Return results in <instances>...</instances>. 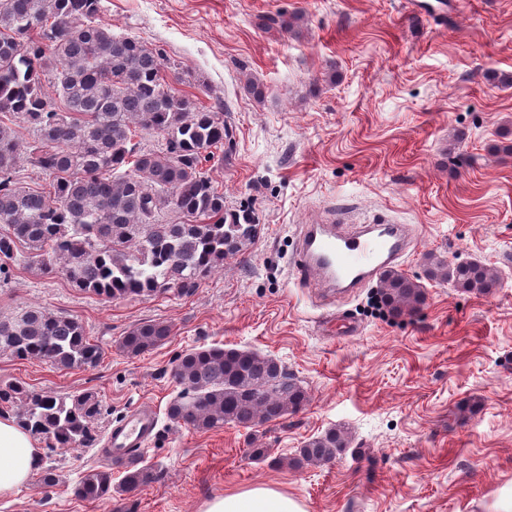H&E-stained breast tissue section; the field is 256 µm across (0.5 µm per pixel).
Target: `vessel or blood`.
<instances>
[{"instance_id":"b4317fda","label":"vessel or blood","mask_w":512,"mask_h":512,"mask_svg":"<svg viewBox=\"0 0 512 512\" xmlns=\"http://www.w3.org/2000/svg\"><path fill=\"white\" fill-rule=\"evenodd\" d=\"M412 232L408 225L361 220L349 233L341 224L305 225L298 269L314 286L329 291L351 288L393 268L407 252ZM158 424L156 408L141 403L116 420L107 445L114 456L131 459L145 447Z\"/></svg>"}]
</instances>
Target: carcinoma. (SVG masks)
I'll use <instances>...</instances> for the list:
<instances>
[{
	"label": "carcinoma",
	"mask_w": 512,
	"mask_h": 512,
	"mask_svg": "<svg viewBox=\"0 0 512 512\" xmlns=\"http://www.w3.org/2000/svg\"><path fill=\"white\" fill-rule=\"evenodd\" d=\"M101 10V0H0V274L24 257L99 297L192 288L254 235L255 225L226 211L224 193L203 169L230 140L229 126L224 113L173 87L191 73L139 39L112 33ZM139 129L161 134L165 147L142 148L134 141ZM22 157L45 176L43 187L17 175ZM431 265V277L467 291L495 286L477 263ZM383 283L395 309L423 301L421 286L394 270ZM169 336V325L144 322L119 347L138 357ZM1 352L89 369L103 350L79 320L29 309L0 317ZM174 377L182 391L168 416L199 432L226 424L253 431L308 401L277 359L248 349H194L177 359ZM0 403L52 449L92 442L101 417L91 392L57 397L20 382L0 385ZM348 445V434L332 428L306 440L296 463L327 464ZM154 479L152 467L132 461L117 486L112 469H92L74 494L95 501Z\"/></svg>",
	"instance_id": "carcinoma-1"
}]
</instances>
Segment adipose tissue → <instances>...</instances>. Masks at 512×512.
I'll use <instances>...</instances> for the list:
<instances>
[{"label": "adipose tissue", "instance_id": "obj_1", "mask_svg": "<svg viewBox=\"0 0 512 512\" xmlns=\"http://www.w3.org/2000/svg\"><path fill=\"white\" fill-rule=\"evenodd\" d=\"M41 464V451L14 420L0 418V499L18 493ZM203 512H304L295 499L275 489L257 486L239 493L217 496Z\"/></svg>", "mask_w": 512, "mask_h": 512}]
</instances>
